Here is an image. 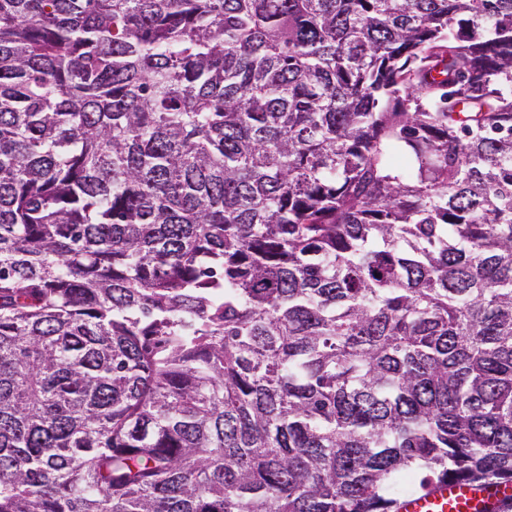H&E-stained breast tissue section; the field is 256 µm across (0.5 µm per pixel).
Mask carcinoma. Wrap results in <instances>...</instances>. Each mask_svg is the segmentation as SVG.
<instances>
[{"instance_id": "obj_1", "label": "carcinoma", "mask_w": 512, "mask_h": 512, "mask_svg": "<svg viewBox=\"0 0 512 512\" xmlns=\"http://www.w3.org/2000/svg\"><path fill=\"white\" fill-rule=\"evenodd\" d=\"M512 488V0H0V512Z\"/></svg>"}]
</instances>
